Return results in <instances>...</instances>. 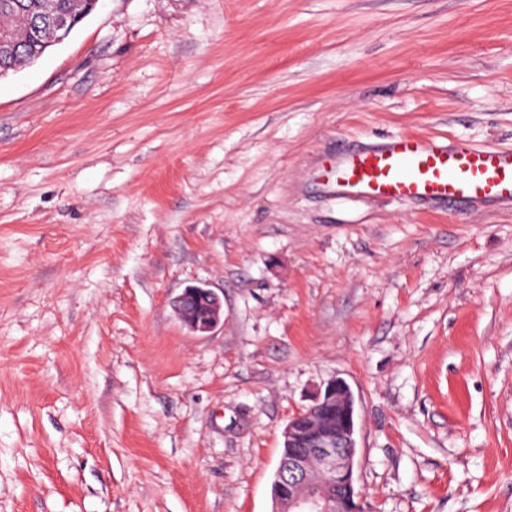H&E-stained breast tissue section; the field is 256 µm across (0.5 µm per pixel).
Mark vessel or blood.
I'll list each match as a JSON object with an SVG mask.
<instances>
[{
	"label": "vessel or blood",
	"mask_w": 512,
	"mask_h": 512,
	"mask_svg": "<svg viewBox=\"0 0 512 512\" xmlns=\"http://www.w3.org/2000/svg\"><path fill=\"white\" fill-rule=\"evenodd\" d=\"M322 177L339 196L512 206V151L399 133L336 155Z\"/></svg>",
	"instance_id": "vessel-or-blood-1"
}]
</instances>
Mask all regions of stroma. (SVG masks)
<instances>
[{"instance_id": "stroma-1", "label": "stroma", "mask_w": 512, "mask_h": 512, "mask_svg": "<svg viewBox=\"0 0 512 512\" xmlns=\"http://www.w3.org/2000/svg\"><path fill=\"white\" fill-rule=\"evenodd\" d=\"M397 133L512 149V0H100L0 78V512H271L333 378L365 512H512V207L319 177ZM173 305L184 326L196 335L210 334L224 322L223 300L205 286L185 288Z\"/></svg>"}]
</instances>
